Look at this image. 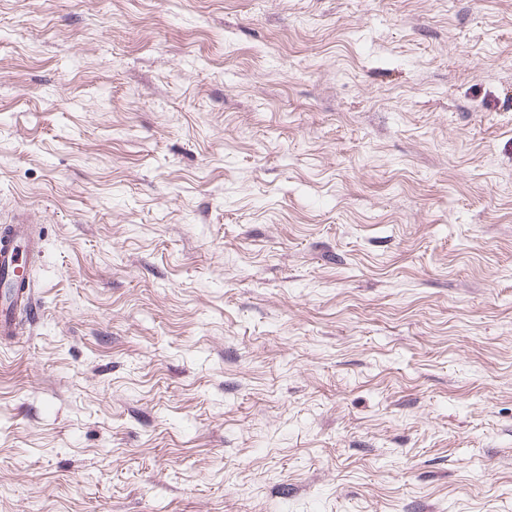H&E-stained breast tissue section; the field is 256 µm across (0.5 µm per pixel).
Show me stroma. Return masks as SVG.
I'll return each mask as SVG.
<instances>
[{
	"label": "stroma",
	"mask_w": 512,
	"mask_h": 512,
	"mask_svg": "<svg viewBox=\"0 0 512 512\" xmlns=\"http://www.w3.org/2000/svg\"><path fill=\"white\" fill-rule=\"evenodd\" d=\"M0 512H512V0H0ZM41 242V229L36 224H26L21 216L15 217L11 224L0 225V273L2 271L11 288L10 299L5 302L0 287V338L7 339L20 333V312H27L31 318L37 311L36 286L27 272L31 259L40 253ZM15 275L19 276L18 280ZM23 277L24 283L20 279Z\"/></svg>",
	"instance_id": "stroma-1"
}]
</instances>
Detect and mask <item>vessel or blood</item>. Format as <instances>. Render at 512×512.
<instances>
[{"label":"vessel or blood","mask_w":512,"mask_h":512,"mask_svg":"<svg viewBox=\"0 0 512 512\" xmlns=\"http://www.w3.org/2000/svg\"><path fill=\"white\" fill-rule=\"evenodd\" d=\"M41 242L40 228L26 223L23 217L0 225V276L11 288L9 299L0 298V338L18 335L20 312L32 316L37 311L35 285L26 275L32 258L41 250Z\"/></svg>","instance_id":"1"}]
</instances>
